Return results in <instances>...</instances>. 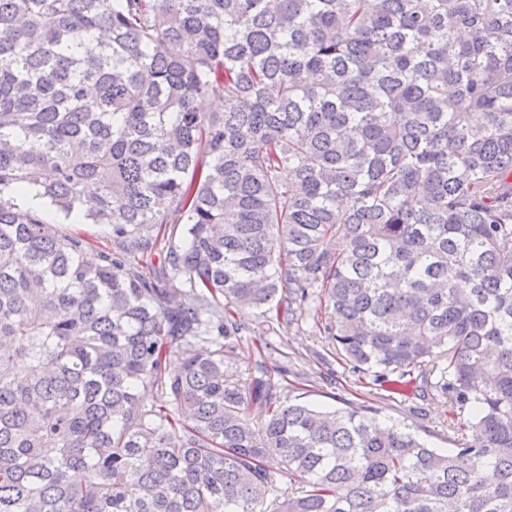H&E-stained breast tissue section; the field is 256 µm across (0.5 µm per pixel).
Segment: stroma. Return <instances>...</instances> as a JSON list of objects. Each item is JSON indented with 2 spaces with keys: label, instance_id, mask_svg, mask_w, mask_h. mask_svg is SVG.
<instances>
[{
  "label": "stroma",
  "instance_id": "stroma-1",
  "mask_svg": "<svg viewBox=\"0 0 512 512\" xmlns=\"http://www.w3.org/2000/svg\"><path fill=\"white\" fill-rule=\"evenodd\" d=\"M46 219L59 234L83 236L85 255L90 260H97L112 245V233L107 225L67 220L52 208L47 210ZM238 317L249 332L235 349L231 359L233 368L243 375L254 371L267 359L262 342L272 343L284 367L283 372L273 376L280 402H306L333 410L346 400L360 403L372 399L378 408L375 421L406 425L430 447L448 449L459 438L458 419L447 403L414 395L394 402L378 398L377 385L359 383L347 366L338 363L330 352L326 334L315 328L312 321L285 326L263 318L255 310L239 312Z\"/></svg>",
  "mask_w": 512,
  "mask_h": 512
}]
</instances>
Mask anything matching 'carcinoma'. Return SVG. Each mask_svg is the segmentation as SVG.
I'll return each mask as SVG.
<instances>
[{
    "label": "carcinoma",
    "instance_id": "obj_1",
    "mask_svg": "<svg viewBox=\"0 0 512 512\" xmlns=\"http://www.w3.org/2000/svg\"><path fill=\"white\" fill-rule=\"evenodd\" d=\"M241 308L459 443L279 402ZM0 512H512V0H0ZM46 219L59 234H79L86 241L85 258L96 262L101 252L112 246L111 228L105 224H91L87 221L74 222L51 207H46Z\"/></svg>",
    "mask_w": 512,
    "mask_h": 512
}]
</instances>
